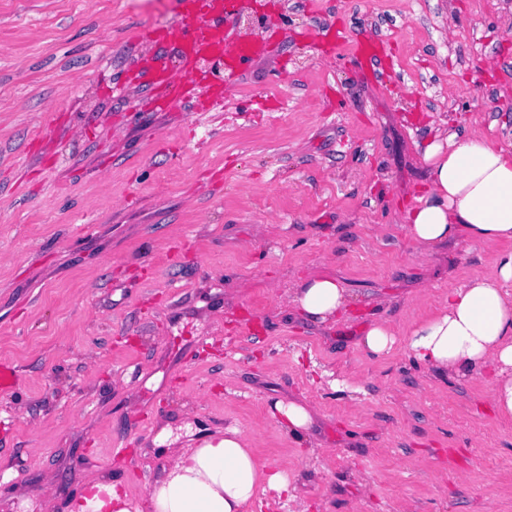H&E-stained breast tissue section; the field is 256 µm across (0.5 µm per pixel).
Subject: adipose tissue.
<instances>
[{
	"mask_svg": "<svg viewBox=\"0 0 512 512\" xmlns=\"http://www.w3.org/2000/svg\"><path fill=\"white\" fill-rule=\"evenodd\" d=\"M423 159L428 181L405 213L414 243L430 252L460 238L474 243L512 242V143L502 145L475 130L462 136L440 121ZM497 271L449 289L435 313L406 338L415 361L452 377L498 369L492 398L499 414L512 417V301L501 289L512 280V252L501 254ZM289 301L309 319L324 323L350 295L334 278L299 284ZM163 479L148 492L152 512H253L260 493L289 490L286 472L255 455L234 427L195 448H173ZM70 512H129L126 495L112 482H96L71 504Z\"/></svg>",
	"mask_w": 512,
	"mask_h": 512,
	"instance_id": "obj_1",
	"label": "adipose tissue"
}]
</instances>
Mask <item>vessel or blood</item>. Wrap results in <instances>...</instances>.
<instances>
[{
  "instance_id": "b4317fda",
  "label": "vessel or blood",
  "mask_w": 512,
  "mask_h": 512,
  "mask_svg": "<svg viewBox=\"0 0 512 512\" xmlns=\"http://www.w3.org/2000/svg\"><path fill=\"white\" fill-rule=\"evenodd\" d=\"M179 6L170 24L153 30L152 40L178 51L182 70L192 85H199L200 73L212 59L227 58L238 66L257 54V47L228 24L234 13L231 0H179ZM132 68L140 84L155 91L158 108L168 107L172 70L157 57L133 62Z\"/></svg>"
}]
</instances>
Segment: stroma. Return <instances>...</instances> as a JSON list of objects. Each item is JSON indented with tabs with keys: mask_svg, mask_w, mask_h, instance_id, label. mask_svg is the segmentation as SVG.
I'll return each mask as SVG.
<instances>
[{
	"mask_svg": "<svg viewBox=\"0 0 512 512\" xmlns=\"http://www.w3.org/2000/svg\"><path fill=\"white\" fill-rule=\"evenodd\" d=\"M262 52L219 112L155 108L126 71L178 0H0V512L90 481L136 512L162 425L238 428L290 494L255 512H512L492 372L436 375L405 339L512 242L418 248L404 213L431 120L512 143V0H237ZM391 40L377 84L341 35ZM336 278L318 324L288 291ZM388 322L390 353L362 340ZM310 407L297 442L270 414ZM123 453H114L119 441Z\"/></svg>",
	"mask_w": 512,
	"mask_h": 512,
	"instance_id": "35a3bbf8",
	"label": "stroma"
}]
</instances>
